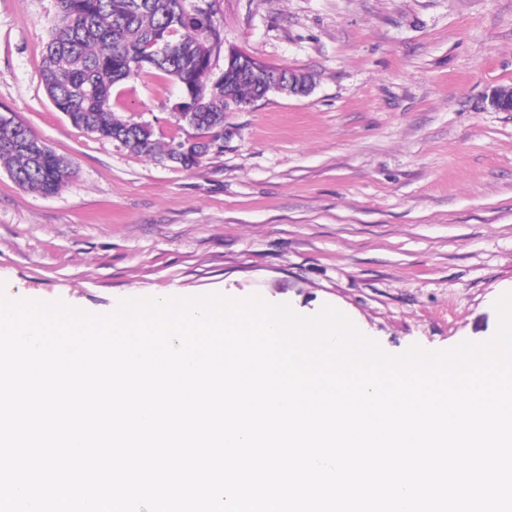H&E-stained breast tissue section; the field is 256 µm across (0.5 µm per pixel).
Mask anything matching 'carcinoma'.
<instances>
[{
    "label": "carcinoma",
    "instance_id": "cac0c4a2",
    "mask_svg": "<svg viewBox=\"0 0 512 512\" xmlns=\"http://www.w3.org/2000/svg\"><path fill=\"white\" fill-rule=\"evenodd\" d=\"M165 43L161 56L155 46ZM224 50V33L197 0H58V15L46 46L42 81L54 107L78 128L156 162L179 144L180 165L198 167L210 153L207 140L220 137L224 111L265 95L248 66L211 76L213 57ZM159 72L180 90L176 103L194 113L196 142L164 137L149 126L121 119L112 110L113 87ZM36 139L20 121L0 114V164L23 188L53 194L71 177L70 162L54 152L35 156L25 143Z\"/></svg>",
    "mask_w": 512,
    "mask_h": 512
}]
</instances>
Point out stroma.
Returning <instances> with one entry per match:
<instances>
[{"label": "stroma", "mask_w": 512, "mask_h": 512, "mask_svg": "<svg viewBox=\"0 0 512 512\" xmlns=\"http://www.w3.org/2000/svg\"><path fill=\"white\" fill-rule=\"evenodd\" d=\"M224 46L312 75L227 110L195 169L72 125L42 60L56 0H0V114L73 174L58 192L0 167V282L92 314L219 294L331 305L391 355L483 343L512 292V0H208ZM175 83L115 86L120 118L187 134Z\"/></svg>", "instance_id": "stroma-1"}]
</instances>
